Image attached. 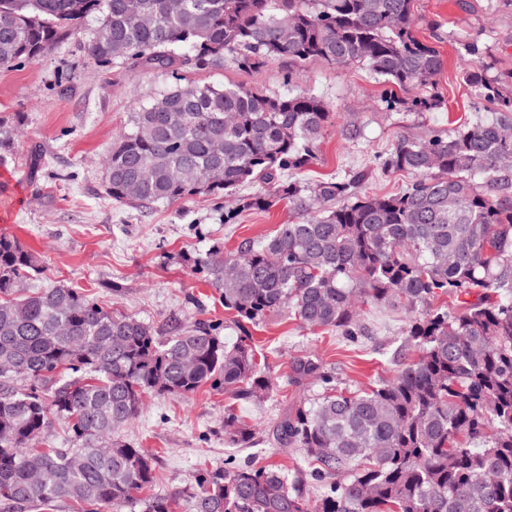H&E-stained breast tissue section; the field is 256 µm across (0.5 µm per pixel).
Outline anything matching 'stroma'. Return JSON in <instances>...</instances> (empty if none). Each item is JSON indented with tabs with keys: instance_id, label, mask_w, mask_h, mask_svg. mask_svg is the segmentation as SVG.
Listing matches in <instances>:
<instances>
[{
	"instance_id": "1",
	"label": "stroma",
	"mask_w": 512,
	"mask_h": 512,
	"mask_svg": "<svg viewBox=\"0 0 512 512\" xmlns=\"http://www.w3.org/2000/svg\"><path fill=\"white\" fill-rule=\"evenodd\" d=\"M415 13L418 37L436 46L443 58L436 78L443 103L424 114L387 108L388 85L362 65L316 63L293 81L284 60L257 74L228 67L188 70L184 76L202 84H255L274 93L314 90L330 104L333 116L315 164L300 179H327L367 166L372 155L388 152L397 137L492 118V106L478 100L463 81L471 58L460 41L478 36L491 74L511 73L512 9L496 0H416ZM173 82L168 71L101 66L72 40L37 61L0 71V118L11 128L10 149L0 155V234L17 237L45 266L43 275L28 281L30 290L78 288L106 309L153 324L159 335H170L176 323L185 328L201 323L216 326L218 336L232 343L239 334L234 314L225 310L218 288L192 259L271 234L287 223V206H249L258 191L254 185L241 187L229 204L200 196L184 204L134 208L104 194V161L113 140L127 127L131 112ZM350 112L363 115L356 141L343 134ZM34 151L42 164L32 174L28 163ZM370 323L371 334L355 342L333 332H310L285 312L252 327L256 347L267 355L280 384L263 402L238 400L207 387L187 398H146L122 436L155 453L158 479L152 493L192 491L200 468H223L230 456L257 466L307 467L301 451L270 440L287 407L320 391L311 380L295 383L292 364L315 354L351 389L388 376L405 316L376 312ZM229 404L255 434L250 447L230 449L224 443Z\"/></svg>"
}]
</instances>
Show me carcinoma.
Listing matches in <instances>:
<instances>
[{
	"mask_svg": "<svg viewBox=\"0 0 512 512\" xmlns=\"http://www.w3.org/2000/svg\"><path fill=\"white\" fill-rule=\"evenodd\" d=\"M415 26L414 0H182L177 11L168 0H0V70L68 39L100 63L173 73L286 60L291 81L313 61L361 64L411 95V110L431 112L443 59ZM464 79L497 105L496 120L401 136L369 166L310 188L281 174L316 160L330 122L311 90L193 83L187 96L177 82L131 113L106 158L113 201L147 208L259 184L252 205L286 201L295 213L260 242L194 258L237 318L232 346L206 326L163 340L75 288L24 295L44 267L0 234L3 512L62 500L88 512H176L179 491L139 497L155 458L120 439L145 397L210 387L262 399L278 382L245 325L286 311L355 341L381 308L406 312L392 377L348 390L315 356L294 362L295 378H316L322 392L287 408L271 437L316 467L291 479L228 457L224 470L200 471L191 512H512V74L491 79L477 63ZM378 171L409 180L396 194H357ZM441 295L466 297L463 308L433 306ZM57 422L65 448L46 445ZM253 436L224 410V441ZM308 476L321 487L314 500Z\"/></svg>",
	"mask_w": 512,
	"mask_h": 512,
	"instance_id": "cac0c4a2",
	"label": "carcinoma"
}]
</instances>
